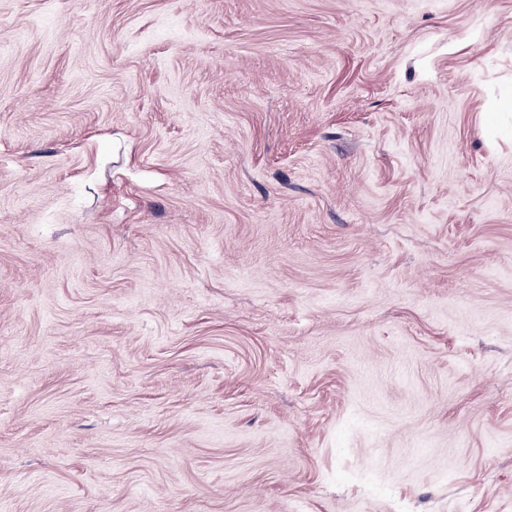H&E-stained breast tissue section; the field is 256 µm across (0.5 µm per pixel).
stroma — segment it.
<instances>
[{
	"label": "stroma",
	"mask_w": 512,
	"mask_h": 512,
	"mask_svg": "<svg viewBox=\"0 0 512 512\" xmlns=\"http://www.w3.org/2000/svg\"><path fill=\"white\" fill-rule=\"evenodd\" d=\"M512 512V0H0V512Z\"/></svg>",
	"instance_id": "obj_1"
}]
</instances>
